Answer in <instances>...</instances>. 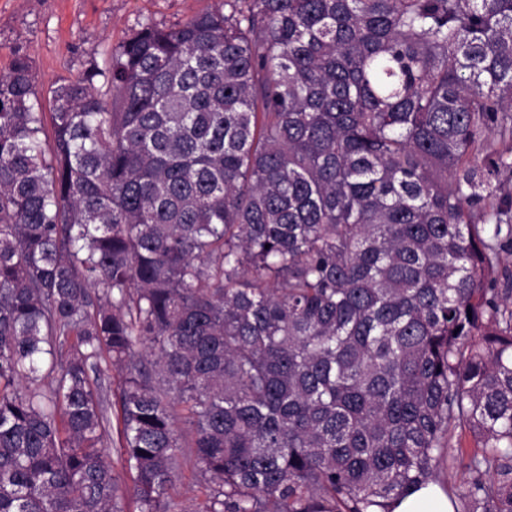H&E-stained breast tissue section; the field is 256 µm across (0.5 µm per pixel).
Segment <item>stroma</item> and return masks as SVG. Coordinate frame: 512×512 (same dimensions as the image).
Masks as SVG:
<instances>
[{
    "mask_svg": "<svg viewBox=\"0 0 512 512\" xmlns=\"http://www.w3.org/2000/svg\"><path fill=\"white\" fill-rule=\"evenodd\" d=\"M211 0H0V71L14 51L26 53L41 111H49V90L61 77H80L93 64L105 65L116 45L139 23L181 22L209 7ZM102 397L110 417L104 446L112 462L117 497L124 512H138L132 473L126 468L118 440L121 404L119 376L105 370ZM210 481L192 464L178 465L170 490L176 512H202Z\"/></svg>",
    "mask_w": 512,
    "mask_h": 512,
    "instance_id": "1",
    "label": "stroma"
}]
</instances>
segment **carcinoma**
<instances>
[{
    "instance_id": "1",
    "label": "carcinoma",
    "mask_w": 512,
    "mask_h": 512,
    "mask_svg": "<svg viewBox=\"0 0 512 512\" xmlns=\"http://www.w3.org/2000/svg\"><path fill=\"white\" fill-rule=\"evenodd\" d=\"M50 93L0 72V512H123L104 363L139 512L182 448L206 512H512V0H214ZM102 397L104 405L110 417V426L104 436V446L112 462L114 475L117 482V497L120 501L123 512H138L137 503L134 494V480L132 473L126 468L120 453V448H116L120 421V385L119 376L116 371L108 367L101 375ZM392 512H455V502L445 493L442 486L434 481L410 492L390 506Z\"/></svg>"
}]
</instances>
